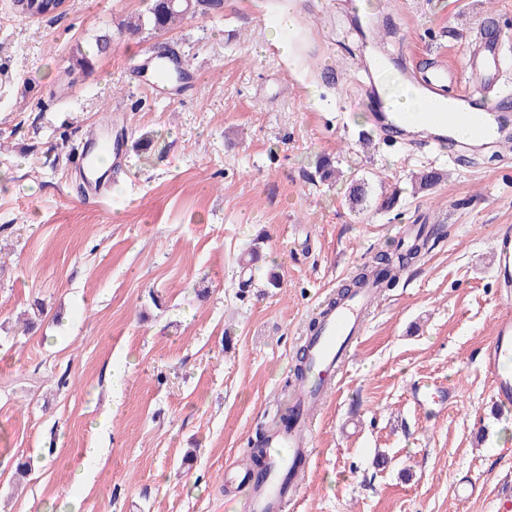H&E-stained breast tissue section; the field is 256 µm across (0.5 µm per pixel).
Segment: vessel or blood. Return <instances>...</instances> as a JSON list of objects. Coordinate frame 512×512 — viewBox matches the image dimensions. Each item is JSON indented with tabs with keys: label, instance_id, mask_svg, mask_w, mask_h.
Here are the masks:
<instances>
[{
	"label": "vessel or blood",
	"instance_id": "vessel-or-blood-1",
	"mask_svg": "<svg viewBox=\"0 0 512 512\" xmlns=\"http://www.w3.org/2000/svg\"><path fill=\"white\" fill-rule=\"evenodd\" d=\"M498 47L483 43L480 51L467 57L466 70L487 75L496 66ZM448 80L447 69L430 72L419 82L423 106L420 111L393 115L381 113L389 127L402 130L420 128L446 137L459 125L469 127V138L482 142L492 129L512 121V110L490 102L484 108L473 107L467 97L441 101L438 92ZM119 154L118 143L99 137L90 138L82 157L81 170L89 188L98 186L95 160L101 153ZM497 281L504 305L495 315V333L483 356L482 364L492 380V392L501 403L512 405V228H498L494 235ZM376 296L375 289H365L356 297L336 306L319 304L314 314L318 330L308 338L309 372L296 394L289 400V410L296 417L261 435L257 443L265 448V476L257 478L251 468L229 465L224 476L240 489L250 512H284L288 502L300 493L296 481L310 455L313 417L326 403L330 380L340 373L365 322L366 313Z\"/></svg>",
	"mask_w": 512,
	"mask_h": 512
}]
</instances>
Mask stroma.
<instances>
[{"label": "stroma", "mask_w": 512, "mask_h": 512, "mask_svg": "<svg viewBox=\"0 0 512 512\" xmlns=\"http://www.w3.org/2000/svg\"><path fill=\"white\" fill-rule=\"evenodd\" d=\"M291 2L298 23L277 39L281 0H224L136 37L120 26L148 0H67L30 19L0 0V512H243L225 465L287 399L314 306L422 224L432 247L370 307L286 512H493L512 482L499 446L512 410L480 365L503 304L492 238L512 226V143L362 144L373 52L413 83L460 70L490 27L498 73L446 93L512 97V0H376L364 15L356 0ZM163 48L189 62L184 97L134 70ZM116 122L126 156L94 193L78 158ZM322 156L339 179L309 180ZM431 169L442 181L412 192L411 174ZM355 179L369 195L353 209ZM395 182L400 202L381 210ZM36 300L39 328L23 333ZM416 382L446 385L447 406L416 405ZM21 456L33 471L18 485Z\"/></svg>", "instance_id": "obj_1"}]
</instances>
